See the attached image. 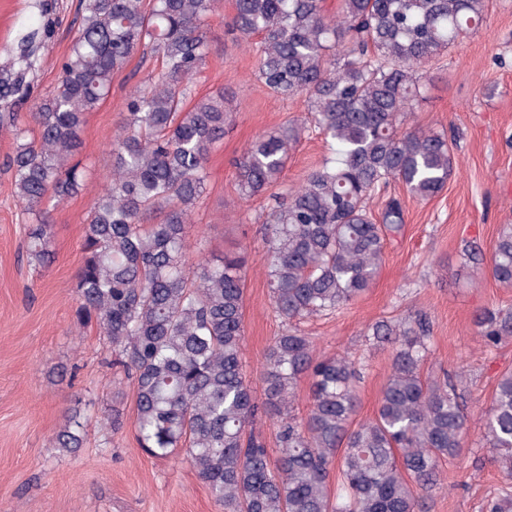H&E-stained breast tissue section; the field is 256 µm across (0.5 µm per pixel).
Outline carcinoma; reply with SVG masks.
I'll use <instances>...</instances> for the list:
<instances>
[{
  "label": "carcinoma",
  "mask_w": 512,
  "mask_h": 512,
  "mask_svg": "<svg viewBox=\"0 0 512 512\" xmlns=\"http://www.w3.org/2000/svg\"><path fill=\"white\" fill-rule=\"evenodd\" d=\"M219 4L78 0L80 28L57 90L26 117L10 108L27 88L33 59L24 45L38 31L22 39L15 64L0 70V124L13 138L6 169L14 193L32 218L28 263L50 262L49 205L83 186L70 160L87 113L134 54L156 55L160 71L130 92L110 143V178L84 225L76 275L78 325L99 326L113 365L133 381L140 447L183 454L224 512H430L443 463L464 447L468 384L461 367L423 377L430 319L418 312L368 326L365 336L393 353L376 413L364 422L355 421L361 368L345 354L318 356L296 322L340 311L370 287L388 235L405 223L395 197L374 216L375 195L400 185L428 200L447 185L453 142L409 125L423 88L419 68L478 28L486 0H340L334 18L322 0H234L227 27L238 43L260 38L258 80L283 99L304 96L328 144L265 221L267 283L286 328L268 348L260 397L243 362L246 260L196 261L189 239L208 156L231 121L224 93L197 98L193 89ZM300 131L290 123L248 146L236 163L238 201L280 182ZM489 271L512 284V225L499 232ZM476 324L487 346L512 337V311H486ZM303 376L310 410L300 419L291 398ZM260 416L277 427L275 461L254 431ZM88 422L73 414L58 447H82ZM485 437L491 460L512 479V372L497 383ZM480 512H512V493L485 499Z\"/></svg>",
  "instance_id": "obj_1"
}]
</instances>
